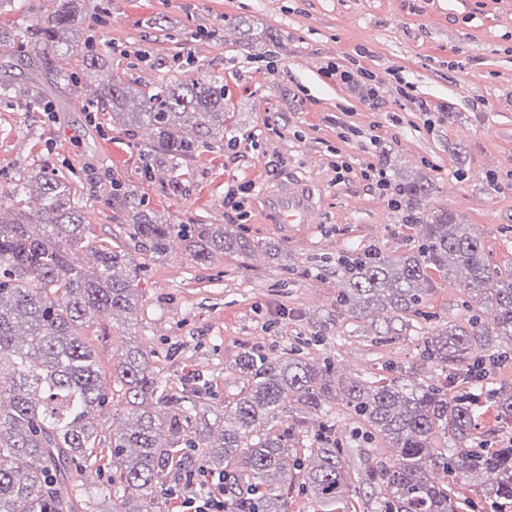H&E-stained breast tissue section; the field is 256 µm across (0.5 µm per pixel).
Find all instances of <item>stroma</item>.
<instances>
[{
    "label": "stroma",
    "mask_w": 512,
    "mask_h": 512,
    "mask_svg": "<svg viewBox=\"0 0 512 512\" xmlns=\"http://www.w3.org/2000/svg\"><path fill=\"white\" fill-rule=\"evenodd\" d=\"M92 38L85 51L110 52L112 64L83 79L80 61L68 80L31 85L27 51L0 44V64L14 65L11 97H0V191L48 166L74 174L89 236L119 244L143 266V297L134 324L96 319L88 341L104 371L123 347L152 351L156 375L178 387L208 383L206 408L221 410L239 391L235 361L244 352L278 355L301 349L333 363L338 376L374 380L398 374L443 380L421 357L423 336L470 312L454 278L432 274L418 313L388 338L369 320L336 319L341 261L354 248L393 256L418 240L416 212L394 207L360 170L420 177L431 193L425 210H445L468 224L490 262L512 273V0H84ZM48 0H0V29L39 24ZM272 30L276 41L260 40ZM339 65L346 80L325 77ZM221 76L228 118L223 146L204 147L178 170L143 173L138 145L92 108L112 75L147 90L183 74ZM376 90L379 108L368 101ZM352 171L336 176V161ZM314 180L322 198L318 224L283 236L262 212L261 188L288 177ZM182 190L171 193V180ZM122 182L163 224H234L260 246L225 254L207 266L191 261L180 239L157 256L130 240L110 205ZM247 194L232 206L228 187ZM333 424L351 487L336 512H373L370 470L391 457L388 443L344 402L322 416L288 403L273 430L314 439ZM108 459L83 479L61 481L62 497L81 512H112Z\"/></svg>",
    "instance_id": "stroma-1"
}]
</instances>
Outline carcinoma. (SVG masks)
Here are the masks:
<instances>
[{"label": "carcinoma", "instance_id": "carcinoma-1", "mask_svg": "<svg viewBox=\"0 0 512 512\" xmlns=\"http://www.w3.org/2000/svg\"><path fill=\"white\" fill-rule=\"evenodd\" d=\"M86 18L83 0H52L40 24L14 38L26 42L41 73L62 78L65 65L89 41ZM224 96V79L215 76L162 81L138 93L114 77L93 101L133 139L140 128H152V142L143 148L151 171L160 158L176 168L196 149L224 142ZM389 184L395 203L410 208L420 207L431 192L420 178L392 177ZM29 195L40 200L38 210L24 208ZM7 197L15 218L0 221V397L6 398L0 404V512H75L54 484L84 475L82 462L95 457L96 420L107 406L110 383L123 390L132 419L112 433V512H162L154 478L171 466L184 476L201 467L222 472L227 490L246 486L250 496L230 500L232 512H288V490L298 484L318 512H329L350 486L336 444L319 435L310 447L297 448L289 433L268 425L288 402L318 413L337 399L366 422L370 435L395 449V459L370 470L376 512H464L468 500L434 480L438 469L464 485L491 475L479 490L480 501L493 512H512V443L493 448L474 442V402L480 396L512 424V386L483 385L491 366L512 357V274L492 267L470 225L446 211L423 215L412 252L394 258L374 249L346 259L336 296V318L375 315L377 335L386 337L397 321L417 312L429 272L446 277L465 271L461 288L472 309L467 323L440 325L422 337V358L448 371L445 382L343 380L331 363L297 350L276 356L247 351L235 362L239 392L210 420L200 414L206 391L159 381L152 352L140 346L112 360V380L101 370L84 330L103 314L137 316L141 264L118 247L90 245V221L72 183L41 168ZM112 210L124 217L126 235L157 256L174 235L186 241L189 257L200 265L259 247L233 224H160L120 182L112 187ZM84 247L94 249V264L78 258ZM459 381L470 384V391L455 390ZM215 428L221 429L216 445ZM439 437L450 442L446 454L435 451Z\"/></svg>", "mask_w": 512, "mask_h": 512}]
</instances>
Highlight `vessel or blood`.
Returning <instances> with one entry per match:
<instances>
[{
    "instance_id": "b4317fda",
    "label": "vessel or blood",
    "mask_w": 512,
    "mask_h": 512,
    "mask_svg": "<svg viewBox=\"0 0 512 512\" xmlns=\"http://www.w3.org/2000/svg\"><path fill=\"white\" fill-rule=\"evenodd\" d=\"M263 203L273 222L287 230L314 224L321 208L313 181L306 179L272 184L263 192Z\"/></svg>"
}]
</instances>
